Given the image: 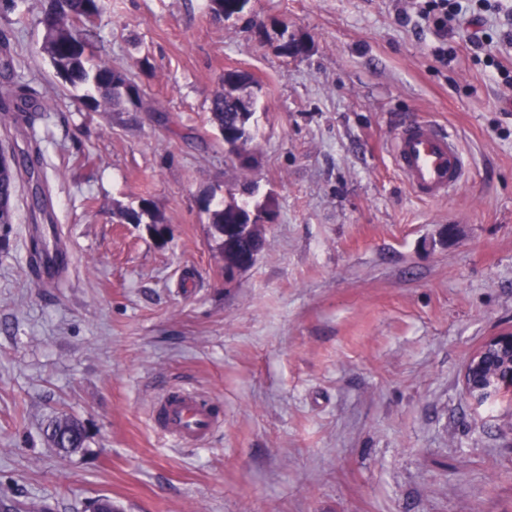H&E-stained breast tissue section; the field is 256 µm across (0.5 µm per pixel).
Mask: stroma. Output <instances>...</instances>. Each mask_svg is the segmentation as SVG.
<instances>
[{
  "mask_svg": "<svg viewBox=\"0 0 512 512\" xmlns=\"http://www.w3.org/2000/svg\"><path fill=\"white\" fill-rule=\"evenodd\" d=\"M99 58L144 89L143 112H91L40 46L46 0L0 37L40 111L1 112L0 146L31 159L0 240V512H512V399L477 404L473 348L512 329V88L468 33L439 36L412 0H103ZM475 10L502 64L512 0ZM306 40L287 56L273 28ZM269 36H260L258 26ZM447 59H440V50ZM260 86L250 142L265 247L225 276L203 200L242 180L209 121L225 70ZM447 125L465 184L427 202L389 150L395 128ZM45 212L34 215L33 189ZM152 199L157 239L130 212ZM74 263L29 276L37 229ZM221 410L205 448L158 434L165 390ZM85 426L60 456L45 430ZM47 437L60 452L70 454L83 448L86 430L78 419L62 416L49 424Z\"/></svg>",
  "mask_w": 512,
  "mask_h": 512,
  "instance_id": "1",
  "label": "stroma"
}]
</instances>
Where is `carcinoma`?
<instances>
[{
    "label": "carcinoma",
    "instance_id": "obj_1",
    "mask_svg": "<svg viewBox=\"0 0 512 512\" xmlns=\"http://www.w3.org/2000/svg\"><path fill=\"white\" fill-rule=\"evenodd\" d=\"M217 6L209 10L225 19L244 15L242 0H209ZM101 0H51L39 23L45 34L40 47L49 59L55 73L71 87L84 88L82 96L85 108L92 112H129L142 106L144 91L121 69L96 57L94 45L88 38L87 23L101 15ZM277 35L285 53L299 55L307 51V44L288 37V27L279 24ZM251 80L247 75L227 87L220 86L210 99V121L221 135L237 133L249 140V121L254 114L255 93L250 90ZM29 171L25 160L5 157L0 159V226L13 224V199L21 171ZM256 192V183L244 179L227 190L229 202L210 208L212 237L217 248L224 249V225L234 222L237 210L249 205L248 199ZM48 440L64 454L83 447L86 430L78 419L62 416L52 421L47 429Z\"/></svg>",
    "mask_w": 512,
    "mask_h": 512
}]
</instances>
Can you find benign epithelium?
Listing matches in <instances>:
<instances>
[{
    "label": "benign epithelium",
    "instance_id": "benign-epithelium-1",
    "mask_svg": "<svg viewBox=\"0 0 512 512\" xmlns=\"http://www.w3.org/2000/svg\"><path fill=\"white\" fill-rule=\"evenodd\" d=\"M225 150L240 169H254V157L248 144L239 140L233 145H225ZM247 215L246 223L229 224L224 228V271L227 273L249 269L256 262V252L240 257L227 249L234 238L269 220L267 212L260 207L252 208ZM463 388L467 397L477 403L512 394V330L486 337L470 353L463 371Z\"/></svg>",
    "mask_w": 512,
    "mask_h": 512
}]
</instances>
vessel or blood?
<instances>
[{"label":"vessel or blood","mask_w":512,"mask_h":512,"mask_svg":"<svg viewBox=\"0 0 512 512\" xmlns=\"http://www.w3.org/2000/svg\"><path fill=\"white\" fill-rule=\"evenodd\" d=\"M391 154L405 183L423 200L441 199L464 180L466 158L458 138L433 122L402 125L392 139ZM155 421L165 436L183 446L200 448L207 443L218 418L197 393L179 389L162 395Z\"/></svg>","instance_id":"1"}]
</instances>
